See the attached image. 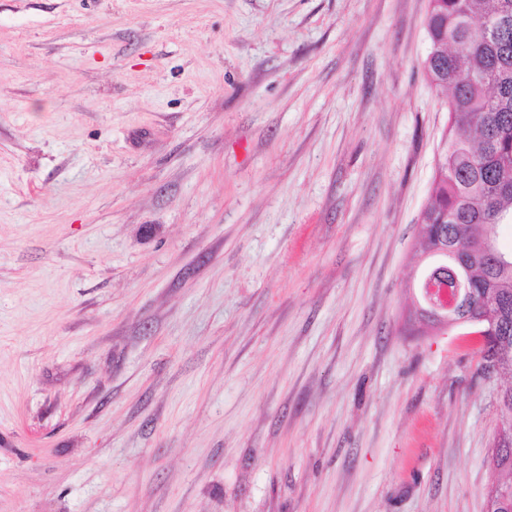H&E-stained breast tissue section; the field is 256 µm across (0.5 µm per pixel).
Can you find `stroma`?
<instances>
[{
    "instance_id": "35a3bbf8",
    "label": "stroma",
    "mask_w": 512,
    "mask_h": 512,
    "mask_svg": "<svg viewBox=\"0 0 512 512\" xmlns=\"http://www.w3.org/2000/svg\"><path fill=\"white\" fill-rule=\"evenodd\" d=\"M428 5L0 0V512H486Z\"/></svg>"
}]
</instances>
